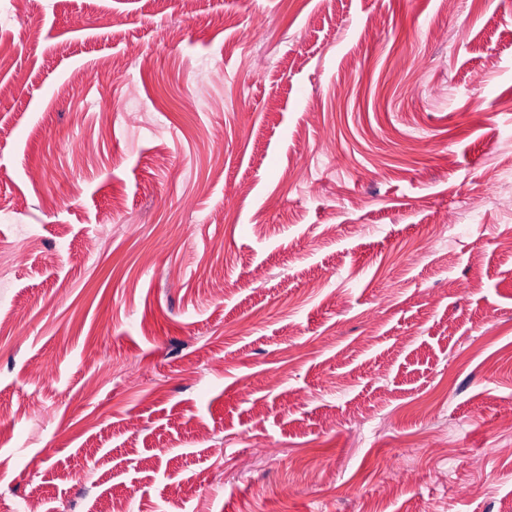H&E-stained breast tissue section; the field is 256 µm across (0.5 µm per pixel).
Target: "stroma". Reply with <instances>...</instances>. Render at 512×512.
<instances>
[{
  "label": "stroma",
  "instance_id": "35a3bbf8",
  "mask_svg": "<svg viewBox=\"0 0 512 512\" xmlns=\"http://www.w3.org/2000/svg\"><path fill=\"white\" fill-rule=\"evenodd\" d=\"M512 512V0H0V512Z\"/></svg>",
  "mask_w": 512,
  "mask_h": 512
}]
</instances>
